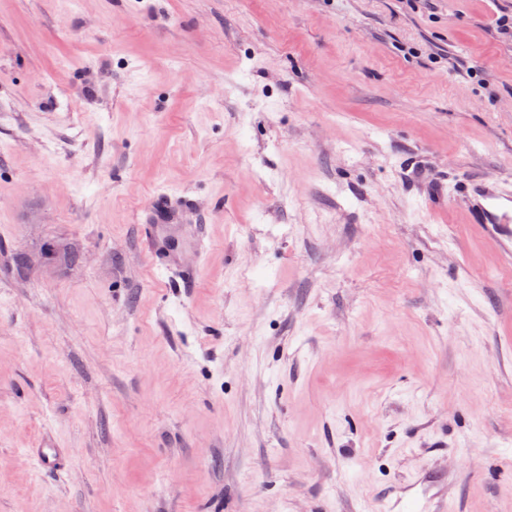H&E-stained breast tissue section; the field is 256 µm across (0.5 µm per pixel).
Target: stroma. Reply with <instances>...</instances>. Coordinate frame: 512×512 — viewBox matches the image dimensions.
I'll use <instances>...</instances> for the list:
<instances>
[{"instance_id":"1","label":"stroma","mask_w":512,"mask_h":512,"mask_svg":"<svg viewBox=\"0 0 512 512\" xmlns=\"http://www.w3.org/2000/svg\"><path fill=\"white\" fill-rule=\"evenodd\" d=\"M506 13L0 0V512H512ZM511 183L500 177L469 179L465 184L468 195L477 200L474 214L479 224H498L502 236L512 237ZM66 454L65 448H57L50 441H45L40 448H34V459L42 472L53 473L59 470L63 457Z\"/></svg>"}]
</instances>
